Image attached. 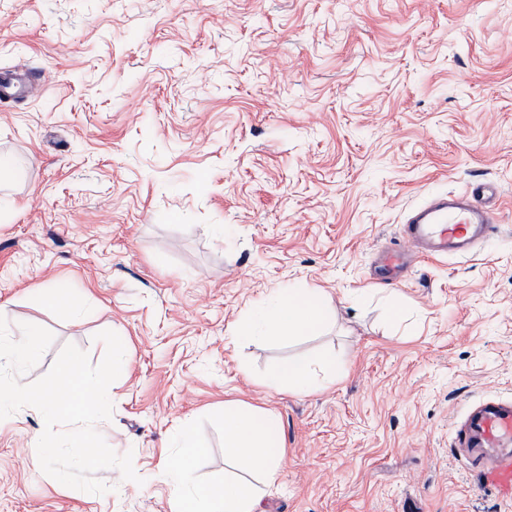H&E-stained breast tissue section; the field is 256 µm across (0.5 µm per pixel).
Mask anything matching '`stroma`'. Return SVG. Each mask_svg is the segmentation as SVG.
<instances>
[{
  "instance_id": "35a3bbf8",
  "label": "stroma",
  "mask_w": 512,
  "mask_h": 512,
  "mask_svg": "<svg viewBox=\"0 0 512 512\" xmlns=\"http://www.w3.org/2000/svg\"><path fill=\"white\" fill-rule=\"evenodd\" d=\"M27 70L46 83L0 106V316L54 336L30 382L125 337L95 428L138 479L57 485L24 407L0 422V512H171L184 427L198 480L223 479L228 401L281 420L264 512H512L457 440L512 401V0H0V72ZM475 180L496 235L374 284L409 210ZM293 283L331 299L322 335L234 336ZM324 349L340 377L264 386Z\"/></svg>"
}]
</instances>
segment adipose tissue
I'll use <instances>...</instances> for the list:
<instances>
[{
  "label": "adipose tissue",
  "instance_id": "1",
  "mask_svg": "<svg viewBox=\"0 0 512 512\" xmlns=\"http://www.w3.org/2000/svg\"><path fill=\"white\" fill-rule=\"evenodd\" d=\"M333 316V308L317 288L288 286L277 289L273 304H259L255 311L234 328L235 335L251 338L258 327L269 336L294 339L317 333ZM331 375L342 371L332 354L318 360L303 356L288 358L264 383L273 389L306 393L316 385L315 371ZM178 459L165 473L174 490L172 512H263L262 495L249 481L227 479L208 485L199 484L192 472V458L200 445L191 429H182L176 439ZM224 453L262 474L267 482L279 477L284 458L281 422L276 414L243 402L224 405Z\"/></svg>",
  "mask_w": 512,
  "mask_h": 512
}]
</instances>
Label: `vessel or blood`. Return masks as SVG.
<instances>
[{
    "instance_id": "1",
    "label": "vessel or blood",
    "mask_w": 512,
    "mask_h": 512,
    "mask_svg": "<svg viewBox=\"0 0 512 512\" xmlns=\"http://www.w3.org/2000/svg\"><path fill=\"white\" fill-rule=\"evenodd\" d=\"M494 196L491 184L476 183L467 192L439 195L413 208L403 226V246L387 253L379 283H389L403 270L406 253L438 258L489 240L498 230ZM508 436L512 437L511 403H486L470 413L471 445L493 447ZM482 470L486 484L512 498V450L485 457Z\"/></svg>"
}]
</instances>
